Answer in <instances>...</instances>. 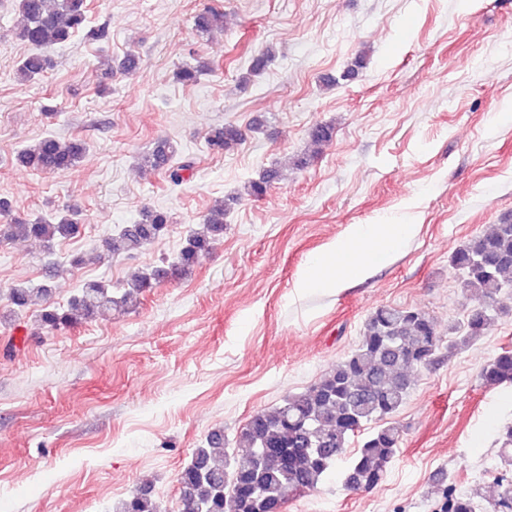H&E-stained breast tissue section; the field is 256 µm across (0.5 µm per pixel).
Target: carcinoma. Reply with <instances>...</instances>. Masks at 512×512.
Masks as SVG:
<instances>
[{"label":"carcinoma","mask_w":512,"mask_h":512,"mask_svg":"<svg viewBox=\"0 0 512 512\" xmlns=\"http://www.w3.org/2000/svg\"><path fill=\"white\" fill-rule=\"evenodd\" d=\"M22 17L16 38L30 48L20 61L17 74L23 81L44 74L52 67L47 51L63 45L78 32L92 42L107 38L104 26L88 23L87 0H15ZM224 11L209 7L198 14L196 30L209 34L223 27ZM268 48L251 57L249 75L260 74L272 61ZM139 59L127 54L104 72L118 69L133 72ZM203 67L185 63L177 77L186 84L198 81ZM334 135L330 124L316 123L308 132L312 153L298 159L296 166L308 164ZM244 131L234 124L210 129L205 136L208 151L222 156L244 140ZM85 151L79 139L47 135L17 154V163L35 173L61 174L74 169ZM145 167L164 169L170 183L179 185L194 161L179 156L176 145L160 140L140 156ZM280 177L275 169L265 170L245 185V194L264 196ZM226 205L211 209L201 228H192L177 258L175 269L192 266L207 252L211 242L224 235ZM172 219L162 208L146 207L138 219L123 226L104 242L114 255L131 256L169 232ZM82 229L77 206L50 217L33 220L15 217L7 202L0 200V239L35 241L50 248L58 240L71 239ZM459 272V288L474 305L465 321L448 329L458 334L445 340L434 319L416 308L380 305L366 319L358 344L311 386L292 393L271 411L254 414L236 439L237 448L228 447L221 430L211 432L203 445L194 449L190 462L179 476L181 494L177 512H283L288 500L316 488L336 470L345 457L349 439L365 424L383 421L400 409L411 388L415 371L430 366L443 347L453 349L487 333L492 314L512 313V221L505 219L482 236L460 246L450 257ZM157 271L141 273L119 288L99 282L81 289L67 306L50 302L52 289L46 285L22 283L11 289L13 310L34 309L40 322L56 329L73 325L82 318L105 316L122 311L137 301L153 281ZM487 386L512 384V349L504 348L479 371ZM401 430L387 423L377 428L350 460L345 486L353 491H369L383 480L387 464L396 456ZM504 466L512 468V424L499 434ZM493 506L512 505V477L496 482ZM479 501L466 493H448L447 512H478ZM112 512H165L153 490L143 487L120 500Z\"/></svg>","instance_id":"1"}]
</instances>
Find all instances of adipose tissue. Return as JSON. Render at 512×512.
<instances>
[{
  "mask_svg": "<svg viewBox=\"0 0 512 512\" xmlns=\"http://www.w3.org/2000/svg\"><path fill=\"white\" fill-rule=\"evenodd\" d=\"M418 231V225L402 218L385 224L349 225L344 234L329 239L306 261L289 293L290 302L338 295L390 264Z\"/></svg>",
  "mask_w": 512,
  "mask_h": 512,
  "instance_id": "1",
  "label": "adipose tissue"
}]
</instances>
